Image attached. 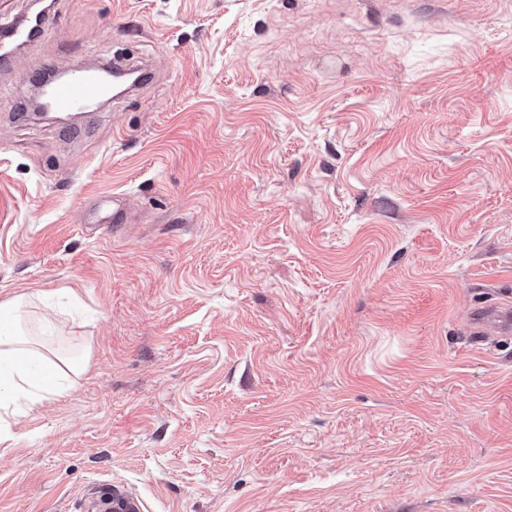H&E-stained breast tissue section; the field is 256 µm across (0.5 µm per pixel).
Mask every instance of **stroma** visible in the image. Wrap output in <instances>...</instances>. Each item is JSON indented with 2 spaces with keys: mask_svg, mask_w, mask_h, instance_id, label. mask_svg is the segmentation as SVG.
Instances as JSON below:
<instances>
[{
  "mask_svg": "<svg viewBox=\"0 0 512 512\" xmlns=\"http://www.w3.org/2000/svg\"><path fill=\"white\" fill-rule=\"evenodd\" d=\"M47 2L0 301L88 359L0 413V512H512V335L470 324L512 305V0ZM109 60L152 83L19 119L21 72ZM89 506L85 512H140L141 506L135 497L112 490L111 485L98 486L87 498Z\"/></svg>",
  "mask_w": 512,
  "mask_h": 512,
  "instance_id": "stroma-1",
  "label": "stroma"
}]
</instances>
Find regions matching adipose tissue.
Here are the masks:
<instances>
[{"label":"adipose tissue","mask_w":512,"mask_h":512,"mask_svg":"<svg viewBox=\"0 0 512 512\" xmlns=\"http://www.w3.org/2000/svg\"><path fill=\"white\" fill-rule=\"evenodd\" d=\"M27 303V298L21 296L0 302L1 409L41 387L42 380L33 369L34 363L46 365L53 374L63 366L76 374L84 369L81 357L51 349L29 336L24 324Z\"/></svg>","instance_id":"obj_1"}]
</instances>
